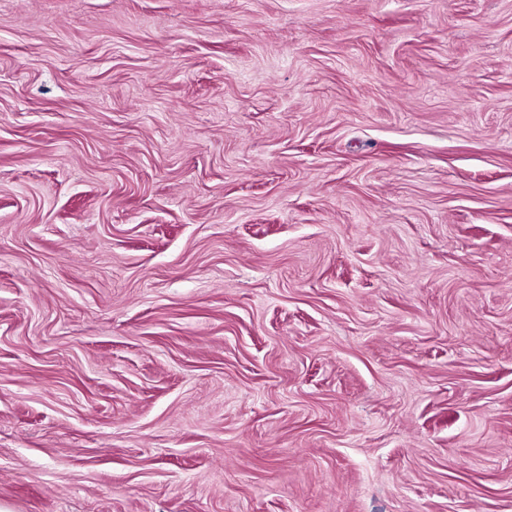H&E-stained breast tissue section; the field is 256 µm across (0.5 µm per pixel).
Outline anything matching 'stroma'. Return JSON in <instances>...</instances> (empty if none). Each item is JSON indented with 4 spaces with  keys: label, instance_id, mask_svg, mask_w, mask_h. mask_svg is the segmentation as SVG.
Returning <instances> with one entry per match:
<instances>
[{
    "label": "stroma",
    "instance_id": "obj_1",
    "mask_svg": "<svg viewBox=\"0 0 512 512\" xmlns=\"http://www.w3.org/2000/svg\"><path fill=\"white\" fill-rule=\"evenodd\" d=\"M0 512H512V0H0Z\"/></svg>",
    "mask_w": 512,
    "mask_h": 512
}]
</instances>
